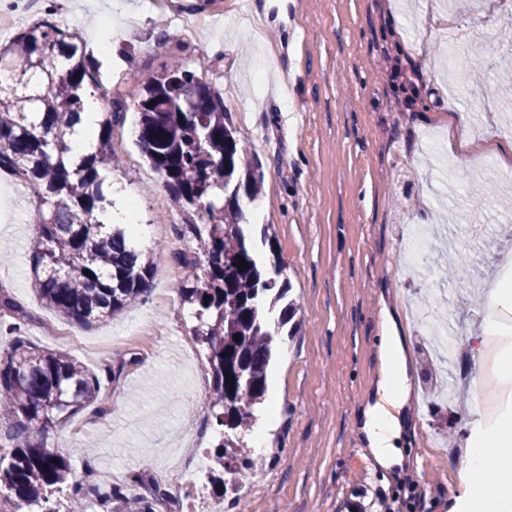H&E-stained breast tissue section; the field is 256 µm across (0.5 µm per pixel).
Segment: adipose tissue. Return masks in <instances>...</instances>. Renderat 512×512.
Wrapping results in <instances>:
<instances>
[{
	"label": "adipose tissue",
	"mask_w": 512,
	"mask_h": 512,
	"mask_svg": "<svg viewBox=\"0 0 512 512\" xmlns=\"http://www.w3.org/2000/svg\"><path fill=\"white\" fill-rule=\"evenodd\" d=\"M379 354L382 402L366 411L362 429L373 455L388 468L402 461L394 445L401 422L392 411L408 398L407 356L397 330L380 337ZM468 426L461 470L469 485L466 494L456 499L453 512H512V399L504 398L493 419L475 415ZM490 468L495 471L493 482H482L483 472Z\"/></svg>",
	"instance_id": "adipose-tissue-1"
}]
</instances>
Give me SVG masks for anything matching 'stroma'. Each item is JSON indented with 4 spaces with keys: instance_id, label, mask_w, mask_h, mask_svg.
Instances as JSON below:
<instances>
[{
    "instance_id": "obj_1",
    "label": "stroma",
    "mask_w": 512,
    "mask_h": 512,
    "mask_svg": "<svg viewBox=\"0 0 512 512\" xmlns=\"http://www.w3.org/2000/svg\"><path fill=\"white\" fill-rule=\"evenodd\" d=\"M66 7L63 28L92 53L107 49L102 80L121 101L116 131L125 136L112 183L136 201L142 247L156 268L142 298L114 318L84 325L45 308L33 291L30 240L37 198L12 196L14 175L0 171V289L20 308L27 336L62 350L91 372L121 366L104 383L106 400L51 431V447L70 452L77 472L106 484L128 475L146 486L177 462L185 420L198 412L208 455L217 425L206 406L211 376L200 349L180 337L193 321L163 263L194 256L192 239L174 243L160 210L178 207L137 146L136 80L174 64L198 67L231 114L245 159L264 174L258 197L242 199L248 223L267 224L291 295L299 304L293 337L282 340L268 377L257 432L245 446L259 489L239 496L236 512H448L465 489L459 455L465 410L493 365L479 353L483 325L495 320L486 287L512 275V167L486 151H429L444 138L445 115L463 113L471 133L512 142V109L483 95L512 73V10L475 0H39L19 8L0 32L11 42L48 10ZM405 24L404 51L422 86L412 110L396 104L385 54L394 18ZM483 67L458 80L451 62L474 45ZM429 228L418 264L404 248ZM470 258L466 278L445 276L439 250ZM430 309L459 335L449 361H436L422 316ZM397 325L408 355L410 390L397 415L403 462L379 466L362 430L377 400L378 339Z\"/></svg>"
}]
</instances>
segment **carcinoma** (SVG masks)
Returning <instances> with one entry per match:
<instances>
[{"label": "carcinoma", "instance_id": "1", "mask_svg": "<svg viewBox=\"0 0 512 512\" xmlns=\"http://www.w3.org/2000/svg\"><path fill=\"white\" fill-rule=\"evenodd\" d=\"M0 168L39 199L31 248L33 288L45 306L67 318L98 322L138 300L151 279V255L100 215L108 205L103 171L118 166L112 131L119 113L105 106L95 150L74 165L54 155L78 120L83 99L102 89L99 67L77 34L43 18L0 48ZM134 103L137 145L178 205L182 236L197 244L180 262L189 270L177 289L196 324L212 379L208 407L222 433L210 456L211 481L229 463L251 466L240 434L260 420L268 368L281 337L292 335L296 314L290 282L268 229L255 233L240 198L255 199L262 175L244 152L224 97L197 72L173 65L144 78ZM246 267H239L240 260ZM0 322L13 334L0 362V504L10 512H61L67 501L90 512L93 501H130L133 512H157L166 492L131 487L134 475L107 493L85 488L69 455L51 448L47 434L88 404L103 402L102 379L62 351H38L6 315L17 304L0 296ZM240 339H235V336ZM235 384H230V381Z\"/></svg>", "mask_w": 512, "mask_h": 512}]
</instances>
